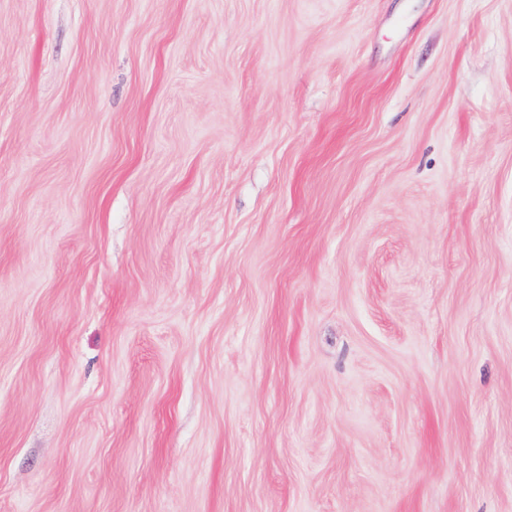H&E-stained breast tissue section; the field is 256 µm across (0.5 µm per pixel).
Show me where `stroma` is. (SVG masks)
<instances>
[{"label":"stroma","instance_id":"obj_1","mask_svg":"<svg viewBox=\"0 0 512 512\" xmlns=\"http://www.w3.org/2000/svg\"><path fill=\"white\" fill-rule=\"evenodd\" d=\"M0 512H512V0H0Z\"/></svg>","mask_w":512,"mask_h":512}]
</instances>
